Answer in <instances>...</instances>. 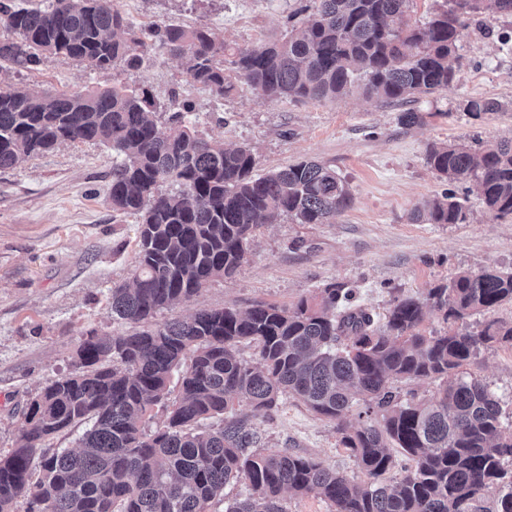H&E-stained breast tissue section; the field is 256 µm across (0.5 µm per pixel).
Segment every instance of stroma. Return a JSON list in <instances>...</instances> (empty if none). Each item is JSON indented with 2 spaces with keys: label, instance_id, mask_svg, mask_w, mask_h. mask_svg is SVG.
<instances>
[{
  "label": "stroma",
  "instance_id": "stroma-1",
  "mask_svg": "<svg viewBox=\"0 0 512 512\" xmlns=\"http://www.w3.org/2000/svg\"><path fill=\"white\" fill-rule=\"evenodd\" d=\"M139 27L205 25L225 43L251 48L283 37L289 15L309 0H114ZM455 80L411 102L421 124L399 122L402 105L349 94L333 100L260 99L246 80L217 97L192 85L178 60L148 51L138 68L117 62L90 69L62 56L14 82L44 94L121 83L147 92L161 118L191 101L204 136L248 144L256 174L314 160L336 171L353 197L327 224L282 219L259 225L246 261L204 285L194 301L160 313L183 320L196 310L262 300L293 304L331 283L353 289L356 305L385 314L397 297H423L461 271L512 268V219H498L464 184L440 179L426 164L430 145L512 139V18L484 13L465 21ZM501 102L480 116L468 100ZM113 154L78 143L0 170V455L16 448L26 412L50 382L80 369L77 351L89 337L124 332L112 318L113 288L134 272L137 216L109 199ZM454 193L470 211L467 224H419L421 201ZM468 370L500 397L512 417V347L482 350ZM267 451L289 449L319 458L356 482L366 474L340 443L334 422L286 396L275 415L259 419Z\"/></svg>",
  "mask_w": 512,
  "mask_h": 512
}]
</instances>
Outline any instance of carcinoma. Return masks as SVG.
I'll use <instances>...</instances> for the list:
<instances>
[{
	"label": "carcinoma",
	"instance_id": "1",
	"mask_svg": "<svg viewBox=\"0 0 512 512\" xmlns=\"http://www.w3.org/2000/svg\"><path fill=\"white\" fill-rule=\"evenodd\" d=\"M313 2L287 36L232 49L207 26L138 29L113 0H44L34 9L0 0V70H33L52 55L95 69L117 61L134 68L153 47L221 98L242 77L264 100H331L357 87L401 103L451 83L464 18H512V0H443L426 22L400 27L395 21L412 0ZM499 108L482 98L465 106L472 114ZM198 123L185 101L159 125L154 101L121 83L54 94L0 83V170L65 143H99L116 154L112 210L141 217L132 281L112 289V316L125 324L144 323L234 274L258 225L285 217L326 224L352 202L345 182L316 161L253 175L249 145L226 147L200 134ZM426 162L440 178L468 184L496 218L512 216L511 139L481 150L434 144ZM165 183L177 191H162ZM413 220L467 224L469 213L445 193L417 207ZM509 303L512 269L462 271L422 300L395 298L382 318L331 283L291 306L202 309L152 329L90 337L78 350L83 370L41 390L28 408L37 422L0 456V512H13L21 497L28 512H209L231 482L245 483L248 494L224 503V512H288L286 493L319 497L333 512H512V432L489 385L462 371L481 350L512 345V325H458ZM426 307L447 329L421 333ZM243 343L257 346L256 362L239 358ZM175 374L180 396L169 403ZM426 379L442 382L432 398H400L398 384ZM285 395L336 423L368 482L313 456L258 451L254 419L271 417ZM356 396L365 410L354 426L347 416ZM158 404L164 425L148 431L146 416ZM86 422L77 448L45 447ZM392 448L412 465L387 480Z\"/></svg>",
	"mask_w": 512,
	"mask_h": 512
}]
</instances>
